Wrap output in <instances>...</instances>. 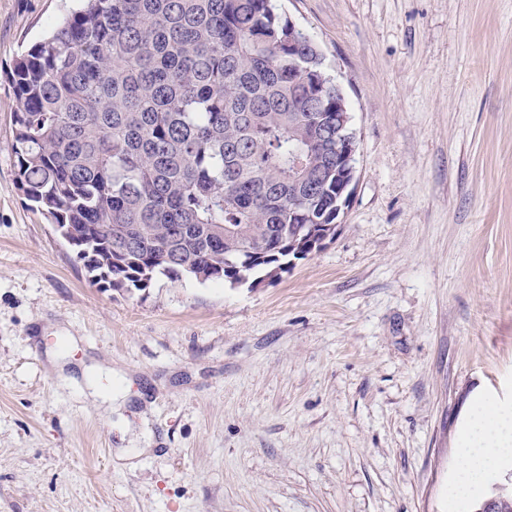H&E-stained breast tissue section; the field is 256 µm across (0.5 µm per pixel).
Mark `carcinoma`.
Listing matches in <instances>:
<instances>
[{
	"instance_id": "1",
	"label": "carcinoma",
	"mask_w": 512,
	"mask_h": 512,
	"mask_svg": "<svg viewBox=\"0 0 512 512\" xmlns=\"http://www.w3.org/2000/svg\"><path fill=\"white\" fill-rule=\"evenodd\" d=\"M278 0H77L10 73L12 155L32 207L104 290L162 274L231 285L300 258L288 226L336 220V111L288 55L329 76L312 37L288 45ZM321 192L288 184V153ZM512 512V489L491 490Z\"/></svg>"
}]
</instances>
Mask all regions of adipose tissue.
<instances>
[{
	"label": "adipose tissue",
	"mask_w": 512,
	"mask_h": 512,
	"mask_svg": "<svg viewBox=\"0 0 512 512\" xmlns=\"http://www.w3.org/2000/svg\"><path fill=\"white\" fill-rule=\"evenodd\" d=\"M459 465L451 478L456 499L471 498L483 486L487 472L512 455V409L477 400L461 424Z\"/></svg>",
	"instance_id": "obj_1"
}]
</instances>
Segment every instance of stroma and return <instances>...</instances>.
<instances>
[{
  "instance_id": "35a3bbf8",
  "label": "stroma",
  "mask_w": 512,
  "mask_h": 512,
  "mask_svg": "<svg viewBox=\"0 0 512 512\" xmlns=\"http://www.w3.org/2000/svg\"><path fill=\"white\" fill-rule=\"evenodd\" d=\"M72 4L0 0V512H448L464 415L512 406V0H281L357 138L335 238L129 293L13 166L10 71Z\"/></svg>"
}]
</instances>
